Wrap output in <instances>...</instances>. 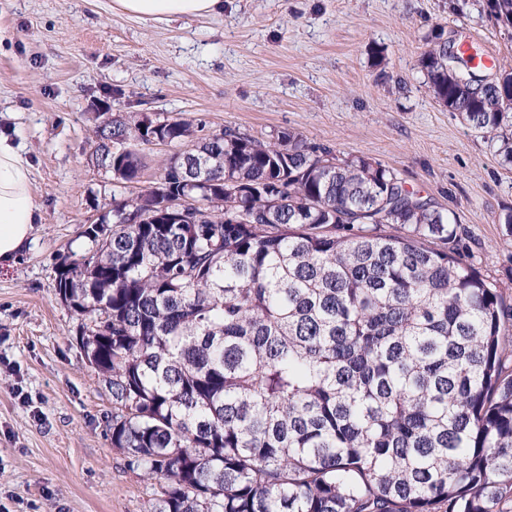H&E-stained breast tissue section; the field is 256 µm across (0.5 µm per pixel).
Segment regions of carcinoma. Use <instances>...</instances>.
I'll use <instances>...</instances> for the list:
<instances>
[{
    "mask_svg": "<svg viewBox=\"0 0 512 512\" xmlns=\"http://www.w3.org/2000/svg\"><path fill=\"white\" fill-rule=\"evenodd\" d=\"M486 4L512 25V0ZM420 66L512 162V72L484 83L444 43ZM147 119L95 126L124 184ZM198 128L160 122L176 151L159 178L113 200L57 273L112 395V447L157 485L152 512H512V305L459 225L394 170L288 131L226 128L186 156ZM182 195L200 202L184 223L152 220ZM138 211L150 220L128 223Z\"/></svg>",
    "mask_w": 512,
    "mask_h": 512,
    "instance_id": "1",
    "label": "carcinoma"
}]
</instances>
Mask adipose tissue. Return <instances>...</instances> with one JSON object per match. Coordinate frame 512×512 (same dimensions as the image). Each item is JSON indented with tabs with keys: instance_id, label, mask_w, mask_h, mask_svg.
<instances>
[{
	"instance_id": "ef3b65f1",
	"label": "adipose tissue",
	"mask_w": 512,
	"mask_h": 512,
	"mask_svg": "<svg viewBox=\"0 0 512 512\" xmlns=\"http://www.w3.org/2000/svg\"><path fill=\"white\" fill-rule=\"evenodd\" d=\"M115 11L142 19L221 13L224 0H112ZM32 166L20 147L0 133V265L17 260L32 241L40 211L31 191Z\"/></svg>"
}]
</instances>
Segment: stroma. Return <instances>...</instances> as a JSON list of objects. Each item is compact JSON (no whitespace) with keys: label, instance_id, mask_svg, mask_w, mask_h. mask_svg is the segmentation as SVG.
<instances>
[{"label":"stroma","instance_id":"1","mask_svg":"<svg viewBox=\"0 0 512 512\" xmlns=\"http://www.w3.org/2000/svg\"><path fill=\"white\" fill-rule=\"evenodd\" d=\"M437 37L492 57L486 80L512 69V26L486 0H224L223 13L162 21L112 0H0V132L30 159L41 212L29 248L0 268V512L151 510L56 291L61 256L133 192L89 159L98 108L262 141L288 130L395 169L454 215L465 252L512 294V164L430 94L419 60Z\"/></svg>","mask_w":512,"mask_h":512}]
</instances>
